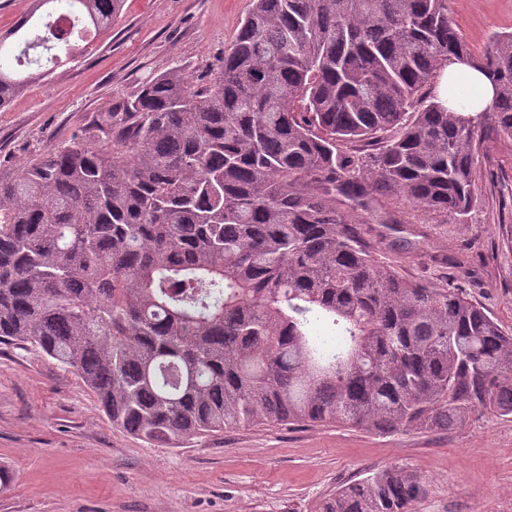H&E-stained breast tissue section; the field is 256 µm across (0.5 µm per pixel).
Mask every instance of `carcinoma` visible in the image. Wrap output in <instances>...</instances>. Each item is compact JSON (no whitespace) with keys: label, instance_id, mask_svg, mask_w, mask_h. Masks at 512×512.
Returning a JSON list of instances; mask_svg holds the SVG:
<instances>
[{"label":"carcinoma","instance_id":"obj_1","mask_svg":"<svg viewBox=\"0 0 512 512\" xmlns=\"http://www.w3.org/2000/svg\"><path fill=\"white\" fill-rule=\"evenodd\" d=\"M60 2L31 0L0 55L69 59L77 32L112 28L125 0H71L66 16ZM448 3L254 0L200 85L175 66L0 175V344L74 370L112 425L161 445L512 415V334L461 289L378 262L336 205L369 211L389 188L422 211L474 207L481 124L512 137V31L475 53ZM462 59L494 83L492 110L434 94ZM44 77L0 63V109ZM316 320L336 346L315 341ZM423 494L384 469L319 512H412Z\"/></svg>","mask_w":512,"mask_h":512}]
</instances>
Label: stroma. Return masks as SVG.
Segmentation results:
<instances>
[{
	"label": "stroma",
	"instance_id": "1",
	"mask_svg": "<svg viewBox=\"0 0 512 512\" xmlns=\"http://www.w3.org/2000/svg\"><path fill=\"white\" fill-rule=\"evenodd\" d=\"M253 0H126L111 30L0 110V173L80 135L146 80L180 67L190 84L234 42ZM476 52L512 31V0H449ZM477 202L462 218L382 196L383 223L348 209L375 258L405 278L461 289L512 331V137L482 128ZM426 238L406 252L384 223ZM425 481L414 512H512V416L478 409L443 432L379 435L338 424L260 425L150 444L112 425L71 370L0 344V512H317L321 501L381 469Z\"/></svg>",
	"mask_w": 512,
	"mask_h": 512
}]
</instances>
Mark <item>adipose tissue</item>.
<instances>
[{
  "label": "adipose tissue",
  "mask_w": 512,
  "mask_h": 512,
  "mask_svg": "<svg viewBox=\"0 0 512 512\" xmlns=\"http://www.w3.org/2000/svg\"><path fill=\"white\" fill-rule=\"evenodd\" d=\"M438 95L449 107L465 106L471 114L490 111L495 88L483 73L463 62L448 64L438 85Z\"/></svg>",
  "instance_id": "ef3b65f1"
}]
</instances>
